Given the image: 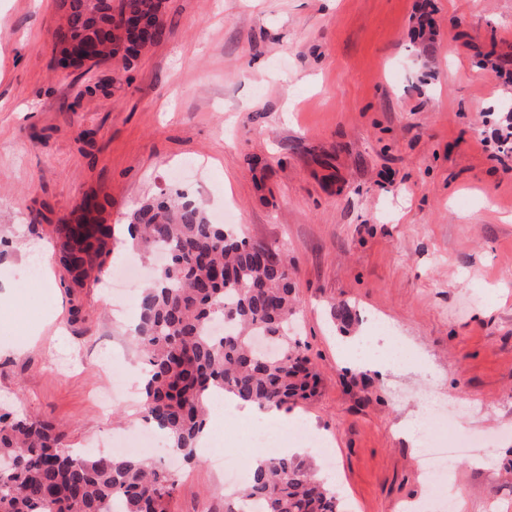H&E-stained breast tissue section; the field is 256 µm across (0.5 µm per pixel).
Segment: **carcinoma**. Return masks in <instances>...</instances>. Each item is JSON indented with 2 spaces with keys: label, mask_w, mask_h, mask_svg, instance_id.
Returning <instances> with one entry per match:
<instances>
[{
  "label": "carcinoma",
  "mask_w": 512,
  "mask_h": 512,
  "mask_svg": "<svg viewBox=\"0 0 512 512\" xmlns=\"http://www.w3.org/2000/svg\"><path fill=\"white\" fill-rule=\"evenodd\" d=\"M53 32L52 68L67 69L71 51L92 46L113 55L112 30L125 16L156 11L155 0H61ZM163 21L128 38L127 63L156 45ZM107 197L80 207L74 221L56 225L59 260L72 283L107 273L113 229L99 221ZM131 247L166 262L142 291L133 339L145 364L139 414L167 437L187 462L207 427V394L221 390L242 404L288 411L314 395L319 376L291 334L299 309L287 256L264 243L211 223L185 194H163L127 213ZM332 316L340 330L358 321L338 302ZM224 320V334L209 333ZM176 476L125 454L75 453L62 435L29 415L0 412V512H169ZM346 512L336 485L305 458L267 455L239 492L224 497V512Z\"/></svg>",
  "instance_id": "carcinoma-1"
}]
</instances>
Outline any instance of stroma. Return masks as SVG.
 Here are the masks:
<instances>
[{
    "label": "stroma",
    "instance_id": "obj_1",
    "mask_svg": "<svg viewBox=\"0 0 512 512\" xmlns=\"http://www.w3.org/2000/svg\"><path fill=\"white\" fill-rule=\"evenodd\" d=\"M58 15V0H0V342L25 346L0 357V404L67 448L137 428L135 402L94 403L111 349L142 364L135 317L105 286L67 288L54 226L108 194L123 252L126 214L179 189L293 259L320 384L291 413L329 440L351 512L426 499L397 425L447 396L455 434L491 448L456 459V512H512V153L496 154L512 88L490 69L512 60V0H166L165 36L138 60L66 72L51 66ZM340 301L353 333L331 317ZM380 326L415 360L349 367ZM170 469L171 512H224L209 457Z\"/></svg>",
    "mask_w": 512,
    "mask_h": 512
}]
</instances>
